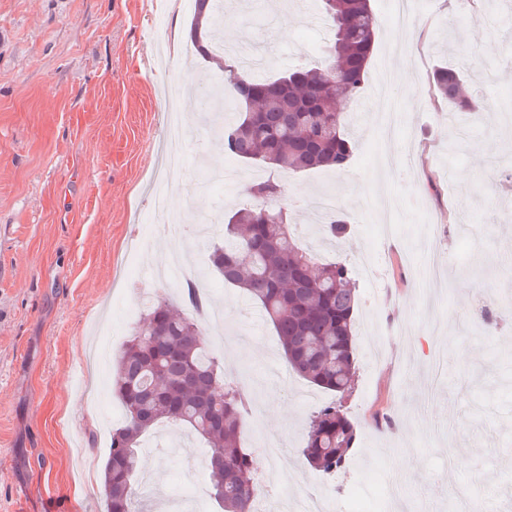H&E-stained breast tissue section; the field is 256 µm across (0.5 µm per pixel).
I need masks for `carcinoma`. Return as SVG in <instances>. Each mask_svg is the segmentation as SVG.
I'll return each mask as SVG.
<instances>
[{
	"label": "carcinoma",
	"mask_w": 512,
	"mask_h": 512,
	"mask_svg": "<svg viewBox=\"0 0 512 512\" xmlns=\"http://www.w3.org/2000/svg\"><path fill=\"white\" fill-rule=\"evenodd\" d=\"M332 37L323 62L256 79L211 50L215 0H194L189 40L223 73L238 118L224 125V152L267 168L342 170L351 143L343 98H360L376 36L369 0H320ZM433 99L459 112L482 107L453 67L432 74ZM253 204L224 218L223 244L210 255L213 272L261 305L283 348L288 366L309 383L335 393L351 387L357 292L342 262L317 264L299 245L280 206L282 184L267 178L249 187ZM348 229L335 215L323 231L338 239ZM206 299L197 286L182 289L181 303L157 296L143 321L112 356V394L124 417L112 430L103 469L106 512H134L142 436L159 423L184 426L211 448V492L224 512H252L257 484L240 445L245 397L224 381L221 358L208 346L198 317ZM357 441L354 423L336 403L311 419L302 453L316 470L332 474Z\"/></svg>",
	"instance_id": "1"
}]
</instances>
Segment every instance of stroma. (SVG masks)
Listing matches in <instances>:
<instances>
[{
	"label": "stroma",
	"instance_id": "obj_1",
	"mask_svg": "<svg viewBox=\"0 0 512 512\" xmlns=\"http://www.w3.org/2000/svg\"><path fill=\"white\" fill-rule=\"evenodd\" d=\"M409 26L396 0H371L377 35L359 106L349 110L353 153L341 171L270 169L225 156L199 96L188 86L206 62L190 52V13L180 0H0V512H104L103 465L110 436L112 364H84L92 327L112 323L116 343L134 325L130 305L171 263L172 241L152 218V191L169 181L168 202L183 216L181 244L200 263L199 285L236 336V362L255 410L242 445L258 484L277 498L306 487L334 512H465L475 496L512 512V311L485 333L469 320L473 295L460 282L497 290L512 264V218L492 201L493 173L512 172V128L495 113L512 94V0H409ZM297 15L288 31L280 12ZM245 43L213 39L247 73L263 77L323 59L329 31L316 0H224ZM460 68L486 117L462 132L455 109L434 103L437 67ZM399 114L393 137L374 124L382 70ZM182 155L169 172L163 155ZM233 167L245 182L205 180ZM276 176L304 195L286 210L318 262L345 263L358 303L356 377L342 401L359 432L349 465L327 479L305 460L308 422L333 396L288 366L259 304L213 273L220 241L202 220L222 222L249 205L247 182ZM336 200L349 230L327 245L311 203ZM444 225L434 278L424 272L423 237ZM382 277L365 279L358 257ZM495 264H487V257ZM404 321L392 341L386 327ZM291 415L280 432L265 407ZM281 436L278 463L263 437ZM139 512L194 501L220 512L209 485V448L188 430L157 425L142 440Z\"/></svg>",
	"mask_w": 512,
	"mask_h": 512
}]
</instances>
